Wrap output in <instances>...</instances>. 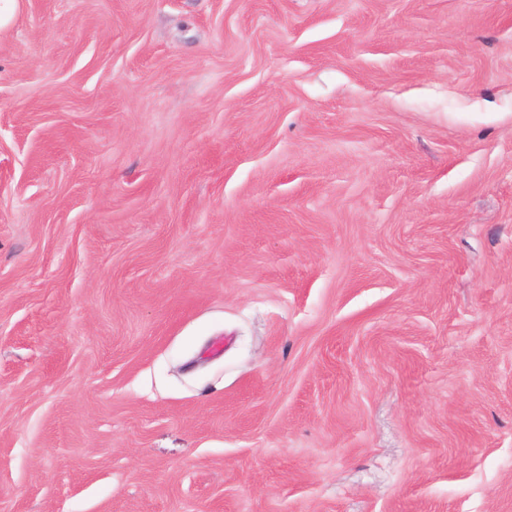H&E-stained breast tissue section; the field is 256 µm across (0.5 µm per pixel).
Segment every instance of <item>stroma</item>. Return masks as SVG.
I'll list each match as a JSON object with an SVG mask.
<instances>
[{"label":"stroma","instance_id":"1","mask_svg":"<svg viewBox=\"0 0 512 512\" xmlns=\"http://www.w3.org/2000/svg\"><path fill=\"white\" fill-rule=\"evenodd\" d=\"M0 512H512V0H20Z\"/></svg>","mask_w":512,"mask_h":512}]
</instances>
